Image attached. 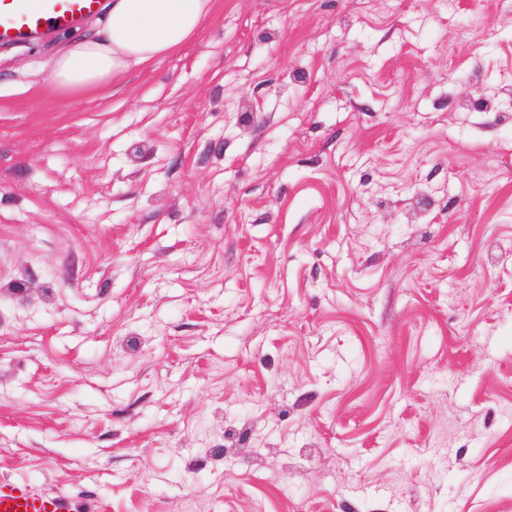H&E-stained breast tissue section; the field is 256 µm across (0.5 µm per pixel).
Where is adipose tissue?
Returning <instances> with one entry per match:
<instances>
[{
	"label": "adipose tissue",
	"instance_id": "1",
	"mask_svg": "<svg viewBox=\"0 0 512 512\" xmlns=\"http://www.w3.org/2000/svg\"><path fill=\"white\" fill-rule=\"evenodd\" d=\"M212 0H110L101 37L79 42L55 60L58 84L100 86L119 72L173 53L199 30Z\"/></svg>",
	"mask_w": 512,
	"mask_h": 512
}]
</instances>
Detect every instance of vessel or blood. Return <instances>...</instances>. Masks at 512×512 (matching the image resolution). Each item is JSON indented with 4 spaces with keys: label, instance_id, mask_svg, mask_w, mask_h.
I'll return each mask as SVG.
<instances>
[{
    "label": "vessel or blood",
    "instance_id": "obj_1",
    "mask_svg": "<svg viewBox=\"0 0 512 512\" xmlns=\"http://www.w3.org/2000/svg\"><path fill=\"white\" fill-rule=\"evenodd\" d=\"M101 0H0V44L35 40L76 28L97 14ZM0 512H83L64 496L34 494L26 484L0 480Z\"/></svg>",
    "mask_w": 512,
    "mask_h": 512
}]
</instances>
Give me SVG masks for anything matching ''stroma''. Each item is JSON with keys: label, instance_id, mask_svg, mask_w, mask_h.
<instances>
[{"label": "stroma", "instance_id": "35a3bbf8", "mask_svg": "<svg viewBox=\"0 0 512 512\" xmlns=\"http://www.w3.org/2000/svg\"><path fill=\"white\" fill-rule=\"evenodd\" d=\"M0 45V478L87 512H512V0H213L107 88Z\"/></svg>", "mask_w": 512, "mask_h": 512}]
</instances>
